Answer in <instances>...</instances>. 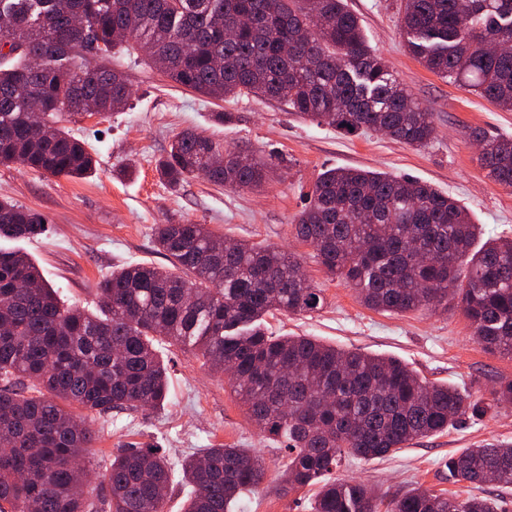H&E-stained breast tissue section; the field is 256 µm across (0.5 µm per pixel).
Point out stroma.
<instances>
[{
    "label": "stroma",
    "mask_w": 512,
    "mask_h": 512,
    "mask_svg": "<svg viewBox=\"0 0 512 512\" xmlns=\"http://www.w3.org/2000/svg\"><path fill=\"white\" fill-rule=\"evenodd\" d=\"M348 5L393 78L432 113L436 131L427 146L415 148L370 130L345 135L299 118L272 99H211L169 82L133 47L119 57L133 91L128 107L63 121L85 141L96 161L94 171L84 178L50 177L17 163L0 165V198L44 218L45 233L20 247L67 303L92 305L98 283L121 267L167 266L154 244L155 225L204 224L219 236L296 253L307 278L322 289L325 303L317 312L267 316L264 325L272 335L312 336L341 348L394 356L430 381L492 400L495 387L512 380V358L488 352L473 340L456 305L435 314L370 310L344 282L325 273L313 248L295 238V218L318 174L328 167L386 171L428 182L469 210L482 238H512V189L487 177L473 138L477 130L512 138V111L448 83L409 54L399 28L400 0H348ZM217 112L232 118L216 123ZM187 131L263 156L277 164V174L258 191L217 186L200 176L169 186L155 165ZM161 356L169 375L163 408L115 414L106 428L89 418L97 433L96 465L110 462L121 448L154 444L167 449L173 473L165 512H181L184 456L225 444L246 448L262 455L264 478L256 492L239 498L233 512H307L313 489L285 491L281 438L253 426L227 378L209 373L179 349L162 350ZM492 439L512 442V405L478 420L463 419L383 460L346 459L336 476L364 482L379 493L416 487L464 496L467 485L450 476L445 462Z\"/></svg>",
    "instance_id": "35a3bbf8"
}]
</instances>
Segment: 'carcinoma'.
I'll return each mask as SVG.
<instances>
[{
    "instance_id": "cac0c4a2",
    "label": "carcinoma",
    "mask_w": 512,
    "mask_h": 512,
    "mask_svg": "<svg viewBox=\"0 0 512 512\" xmlns=\"http://www.w3.org/2000/svg\"><path fill=\"white\" fill-rule=\"evenodd\" d=\"M83 16L73 24L72 13ZM251 23L227 39L224 29ZM11 28L0 51V164L82 177L94 159L63 116L125 109L131 93L112 50L129 41L173 83L214 99H283L291 111L345 134L381 132L422 147L429 113L397 85L347 0H0ZM408 52L429 71L512 111V0H401ZM90 54L92 66L75 59ZM42 118L34 124L32 103ZM478 160L512 188V139L476 130ZM224 156V165L209 166ZM171 186L198 175L238 189L269 179L261 158L182 134L156 163ZM296 237L367 308L448 310L457 302L488 351L512 357V241L490 238L456 199L386 172L325 169L295 218ZM42 218L0 199V239H35ZM154 242L171 267H123L98 284L100 312L65 306L26 255L0 249V512H164L172 468L154 446L121 448L89 488L96 436L85 414L160 408L169 395L165 344L192 350L263 433L284 439L288 491L314 486L309 512H497L495 501L411 489L376 498L336 470L348 457L383 459L495 403L430 382L399 359L310 336H270L265 316L312 313L322 289L297 255L215 236L204 224H159ZM458 482L512 487V443L493 441L448 458ZM183 512H231L258 487L262 459L245 448H206L182 464Z\"/></svg>"
}]
</instances>
